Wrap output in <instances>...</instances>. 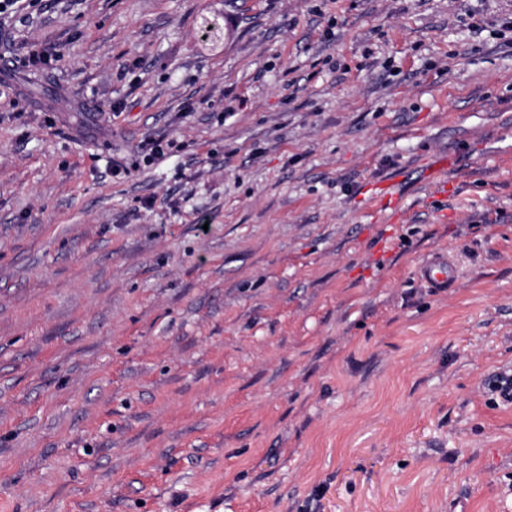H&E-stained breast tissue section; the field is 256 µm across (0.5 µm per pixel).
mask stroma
<instances>
[{"label": "stroma", "mask_w": 512, "mask_h": 512, "mask_svg": "<svg viewBox=\"0 0 512 512\" xmlns=\"http://www.w3.org/2000/svg\"><path fill=\"white\" fill-rule=\"evenodd\" d=\"M511 17L23 0L0 18V503L512 512ZM46 47L59 60L28 67ZM387 181L396 224L373 207ZM436 254L459 269L445 292L417 273Z\"/></svg>", "instance_id": "1"}]
</instances>
